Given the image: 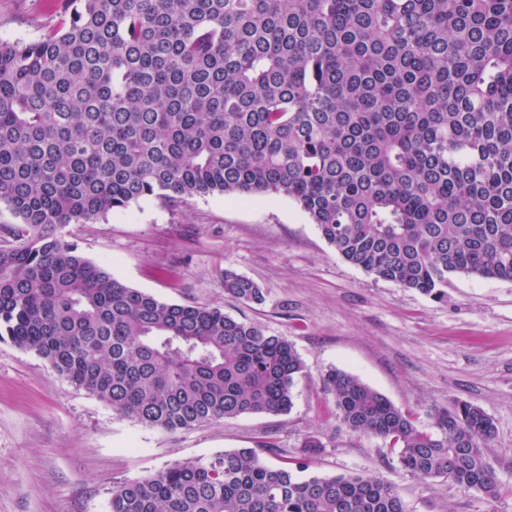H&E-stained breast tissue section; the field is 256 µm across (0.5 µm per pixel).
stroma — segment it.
<instances>
[{"label": "stroma", "instance_id": "stroma-1", "mask_svg": "<svg viewBox=\"0 0 512 512\" xmlns=\"http://www.w3.org/2000/svg\"><path fill=\"white\" fill-rule=\"evenodd\" d=\"M59 22L53 0H0V40H34ZM64 235L129 287L167 303L216 305L287 338L305 368L288 412L166 432L113 412L35 352L0 342V512H111L119 483L262 439L303 460L305 476L394 484L407 512H512V282L452 275L436 298L379 279L344 261L276 195L175 205L149 197ZM228 270L258 284L263 302L225 293ZM334 370L426 428L438 408L483 410L496 427L488 460L497 494L409 474L387 440L343 427L325 384Z\"/></svg>", "mask_w": 512, "mask_h": 512}]
</instances>
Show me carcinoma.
Instances as JSON below:
<instances>
[{"label": "carcinoma", "instance_id": "1", "mask_svg": "<svg viewBox=\"0 0 512 512\" xmlns=\"http://www.w3.org/2000/svg\"><path fill=\"white\" fill-rule=\"evenodd\" d=\"M60 26L0 42V340L165 431L293 405L288 339L216 306L167 303L59 229L143 198L279 195L350 264L443 295L512 281V0H60ZM224 292L262 289L234 272ZM336 419L402 470L493 495L480 408L433 429L334 371ZM275 445L177 461L112 490L111 512H406L372 476L300 477Z\"/></svg>", "mask_w": 512, "mask_h": 512}]
</instances>
